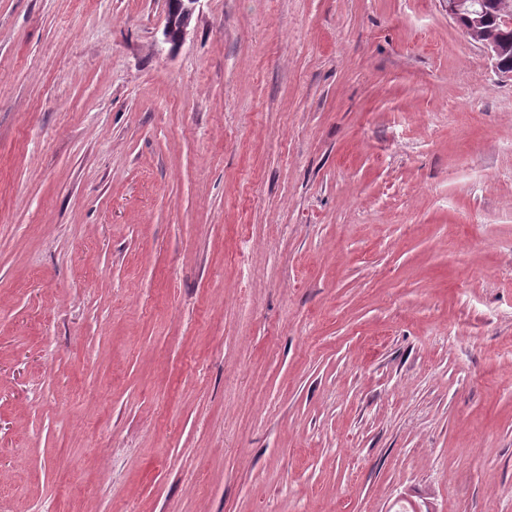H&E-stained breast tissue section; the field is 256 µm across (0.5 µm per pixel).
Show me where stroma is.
<instances>
[{
	"instance_id": "1",
	"label": "stroma",
	"mask_w": 512,
	"mask_h": 512,
	"mask_svg": "<svg viewBox=\"0 0 512 512\" xmlns=\"http://www.w3.org/2000/svg\"><path fill=\"white\" fill-rule=\"evenodd\" d=\"M0 0V512H512V79L443 0ZM198 2L199 0H180L177 15H171L167 11L164 25L166 40L171 41L172 30L176 31L175 45L184 39Z\"/></svg>"
}]
</instances>
